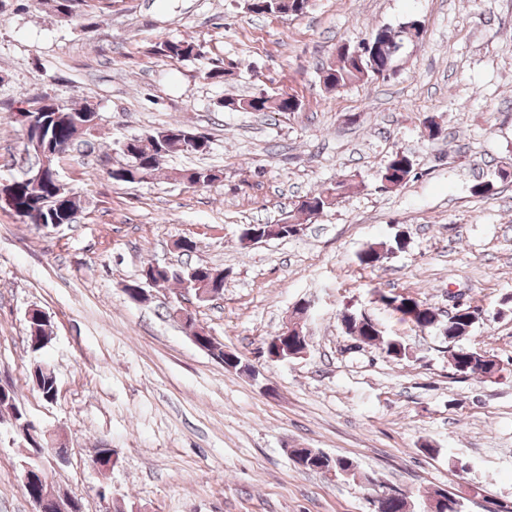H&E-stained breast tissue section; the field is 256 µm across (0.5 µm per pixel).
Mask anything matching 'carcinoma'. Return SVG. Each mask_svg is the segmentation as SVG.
Here are the masks:
<instances>
[{
	"label": "carcinoma",
	"instance_id": "carcinoma-1",
	"mask_svg": "<svg viewBox=\"0 0 512 512\" xmlns=\"http://www.w3.org/2000/svg\"><path fill=\"white\" fill-rule=\"evenodd\" d=\"M310 0H253L249 10L258 15H301L307 11ZM420 35L417 23L410 21L397 28H386L382 33H374L370 40L379 43L376 53L371 56H357L354 47L342 43L336 48V62H330L320 68V80L328 90H340L359 82L369 80L386 79L382 75L383 67L387 64L394 65L399 51L407 42H412ZM155 54L172 60L187 61L195 59L201 54V45L184 39H163L153 47ZM247 104L251 112H295L299 108V100L293 95L272 96L261 90L247 98L226 97L220 101V107L238 111L242 104ZM93 106L86 103L79 107L62 108L64 115L50 112L43 115L45 123L44 136L46 139L63 145L67 148L73 146L79 137L90 132L86 126V114ZM161 132H154L146 137L132 136L116 145V151L124 158V163L109 172L112 180L120 183H136L139 175L154 176L160 172L163 160L172 154L199 155L190 141L185 142V147L179 146V141L172 139H159ZM62 157L54 156L50 159L46 178L37 188L29 186L23 179L16 180L15 206L26 211L27 219L36 225H48L55 222L69 224L72 215L81 208L80 200L70 191H59L58 165ZM414 169L413 160L404 153H395L388 160L380 173V178L394 182H406L411 177ZM180 178L190 186L201 184L209 186L220 179L217 171L206 167H191L181 171ZM349 184L345 180H339L330 186L309 193L314 201V211L323 212L335 206L344 196ZM312 211V212H314ZM312 212L301 207H295L288 212V218L294 223H299L297 215L304 214L312 217ZM405 247V243L397 239L393 242L371 244L362 249L358 256L359 265L365 269L373 268L380 261V254L391 253ZM214 268L208 265H197L187 271H176L166 265H154L149 261L144 263L140 270L138 280L132 282L136 286L141 282L151 280L155 285L176 283L183 285L189 283L197 286L205 283ZM380 300L385 304V309L400 316V319L411 323L416 328L424 331L432 327H439L440 332L448 337L449 364L453 373L457 375L480 376L487 375L495 363L486 358L476 348L462 347L458 345L466 336L470 335L478 322L469 314L456 315L442 323L439 313L432 305L414 297L409 293H393L380 295ZM347 322L352 332L361 339L364 344L378 346L381 353L391 360H403L409 357V348L401 341L384 335L379 322L375 319L362 318L357 311L351 312ZM28 346L31 351L38 352L45 347L46 340L52 334L50 320L46 319L39 311L34 313L32 320L27 322ZM28 382L31 387L47 402L53 401L58 393L57 379L54 373H44L41 370L32 369L28 374ZM43 472L38 460L27 457L21 464V476L23 487L28 496H40L49 494L46 480L39 477Z\"/></svg>",
	"mask_w": 512,
	"mask_h": 512
}]
</instances>
